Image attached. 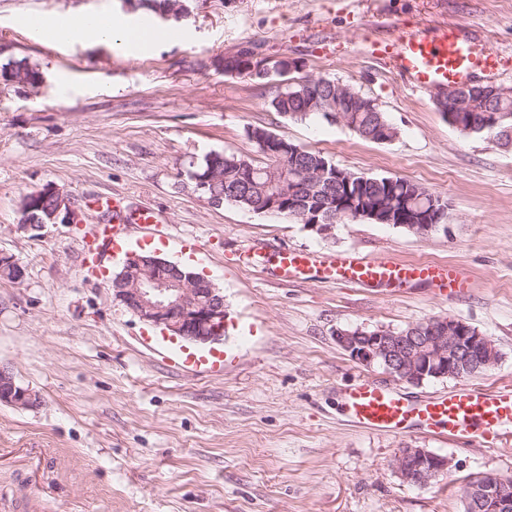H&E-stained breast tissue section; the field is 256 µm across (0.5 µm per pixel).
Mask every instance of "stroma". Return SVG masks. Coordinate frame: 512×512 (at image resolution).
Returning a JSON list of instances; mask_svg holds the SVG:
<instances>
[{"mask_svg":"<svg viewBox=\"0 0 512 512\" xmlns=\"http://www.w3.org/2000/svg\"><path fill=\"white\" fill-rule=\"evenodd\" d=\"M189 9L180 39L136 46L59 41L17 23L24 13L148 19L122 0H0V65L24 57L40 73L33 85L0 78V252L24 269L21 282L0 278V368L39 397L27 409L0 404V512H464L470 477L512 475V436L473 447L359 428L340 406L344 386L371 379L420 399L457 381L398 382L352 359L336 332L459 318L501 353L469 383L512 384V150L450 127L432 91H413L370 52L374 39L460 21L475 54H500L497 72L475 82L512 87V0H189ZM245 47L295 66L283 81L225 73V57ZM319 78L374 100L397 137L366 141L270 107L284 83ZM254 127L352 172L421 183L446 202L445 230L419 237L348 221L322 233L211 207L193 189L191 162L214 151L258 158ZM48 184L81 204L118 194L164 213L162 257L191 261L224 295L223 375L179 371L143 344L153 327L109 283L120 258L84 273L100 212L21 229L23 198ZM283 248L454 262L472 287L443 296L414 283L388 297L286 280L268 259ZM407 447L455 467L425 488L403 483L393 463Z\"/></svg>","mask_w":512,"mask_h":512,"instance_id":"obj_1","label":"stroma"}]
</instances>
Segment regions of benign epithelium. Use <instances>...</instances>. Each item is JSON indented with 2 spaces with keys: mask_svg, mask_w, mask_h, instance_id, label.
<instances>
[{
  "mask_svg": "<svg viewBox=\"0 0 512 512\" xmlns=\"http://www.w3.org/2000/svg\"><path fill=\"white\" fill-rule=\"evenodd\" d=\"M497 93L493 85H448L434 94L438 106L469 109L480 94ZM265 150L279 156L297 155L300 149L278 138L264 143ZM292 194L287 185L266 197V209L274 210ZM34 196L53 201L47 211L49 224H79L82 209L56 187L45 186ZM376 217L370 207L352 200L336 212V220L351 221ZM0 275L20 281L24 272L11 256L0 253ZM112 288L139 319L190 342L207 343L224 335V295L194 272L152 255L131 252ZM336 343L366 367H380L397 380L420 385L432 378H459L495 367L501 354L494 341L467 322L433 317L422 325L411 324L398 331L367 330L362 327L336 330ZM36 393L17 384L0 369V402L18 408L34 406ZM394 467L403 481L426 487L449 471L452 460L426 448H403ZM466 512H512V488L498 474L487 473L468 483L464 498Z\"/></svg>",
  "mask_w": 512,
  "mask_h": 512,
  "instance_id": "7a95c632",
  "label": "benign epithelium"
}]
</instances>
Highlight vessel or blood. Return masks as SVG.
Segmentation results:
<instances>
[{
  "instance_id": "b4317fda",
  "label": "vessel or blood",
  "mask_w": 512,
  "mask_h": 512,
  "mask_svg": "<svg viewBox=\"0 0 512 512\" xmlns=\"http://www.w3.org/2000/svg\"><path fill=\"white\" fill-rule=\"evenodd\" d=\"M373 52L392 62L411 78L412 88L422 91L434 84H459L476 72H494L499 54L491 50L471 53L460 24L450 22L435 27L433 34L414 32L398 40L375 43ZM97 204L112 213L113 221L93 229L96 248L88 250L85 266L89 274H98L104 251L120 253L130 245V225L153 232L164 229L166 218L157 209L143 207L126 211L122 198L104 196ZM282 278L314 277L325 282H346L358 286L396 288L408 283H424L461 295L471 287L465 270L457 264L432 261L400 262L386 258H368L356 252L326 256L313 251L282 250L275 255ZM147 342L163 350L169 363L184 372H224V353L220 350H191L179 345L172 336H151ZM344 413L368 430L402 435L414 429L445 434L465 443L493 446L504 434L512 432V386L481 389L462 383L448 394L413 402L401 392L367 380L346 389L340 397Z\"/></svg>"
}]
</instances>
